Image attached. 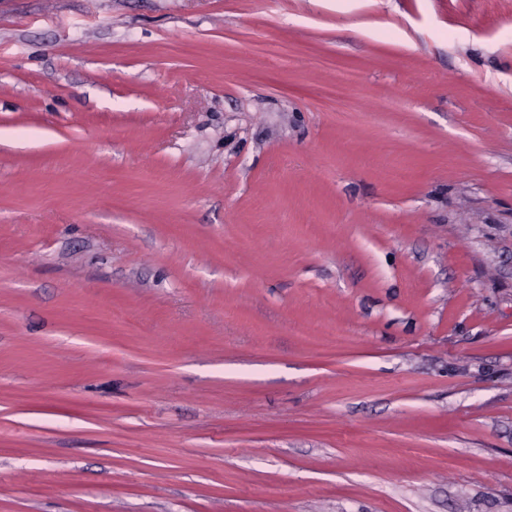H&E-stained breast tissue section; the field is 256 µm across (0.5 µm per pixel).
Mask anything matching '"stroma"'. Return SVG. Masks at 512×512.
Masks as SVG:
<instances>
[{
  "instance_id": "stroma-1",
  "label": "stroma",
  "mask_w": 512,
  "mask_h": 512,
  "mask_svg": "<svg viewBox=\"0 0 512 512\" xmlns=\"http://www.w3.org/2000/svg\"><path fill=\"white\" fill-rule=\"evenodd\" d=\"M0 512H512V0H0ZM356 83V79L353 73L346 70H336V112L341 117H349L351 111L349 106L346 104V99L343 96V91H346L353 87Z\"/></svg>"
}]
</instances>
